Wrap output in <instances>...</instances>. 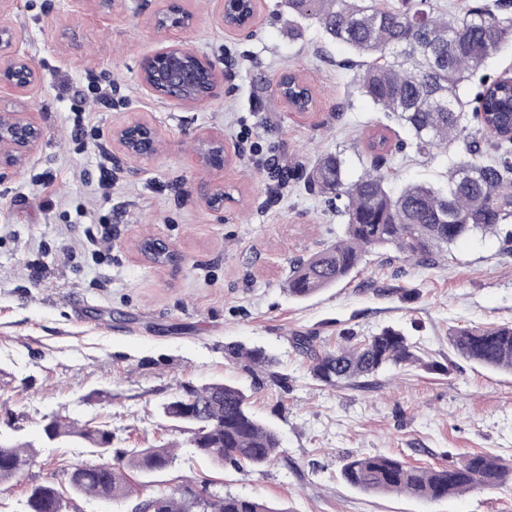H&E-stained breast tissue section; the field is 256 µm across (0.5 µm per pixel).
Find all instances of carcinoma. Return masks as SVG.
<instances>
[{"mask_svg":"<svg viewBox=\"0 0 512 512\" xmlns=\"http://www.w3.org/2000/svg\"><path fill=\"white\" fill-rule=\"evenodd\" d=\"M288 8L300 18L317 19L329 38L348 48L345 66L355 70L357 92L401 122L418 150L462 140L468 154L448 169L444 189L407 183L393 191L379 155L351 182L337 154L302 166L310 191L346 200V228L344 238L293 265L289 295L307 298L336 285L358 270L372 247H394L405 258L430 265L460 238L512 224V82L491 68L512 43V0H469L461 17L435 10L431 0H403L401 8L381 0H288ZM481 140L491 149L487 158ZM314 340L294 337L296 348L310 356L315 379L334 387L368 386L385 366L415 359L407 337L390 326L363 342L350 337L334 350L318 351ZM449 343L480 364L512 371V325L455 330ZM224 350L250 373L273 363L261 347L232 343ZM160 412L188 429L197 454L215 465L261 470L282 459L277 430L253 414L250 396L237 384L214 380L186 387ZM73 438L86 441L103 462L69 465L70 489L112 502L133 493L128 471H159L173 456L166 445L114 455L112 433L101 426L76 428L58 418L42 428L47 441ZM35 458L31 442L0 435V485ZM341 475L368 494L397 492L437 501L475 486H501L512 477V464L480 453L430 468L376 454L346 459ZM197 499L199 512H288L258 498L197 492L189 480L157 492L149 503L155 512H191ZM62 501L60 490L46 481L31 487L25 512H57Z\"/></svg>","mask_w":512,"mask_h":512,"instance_id":"1","label":"carcinoma"}]
</instances>
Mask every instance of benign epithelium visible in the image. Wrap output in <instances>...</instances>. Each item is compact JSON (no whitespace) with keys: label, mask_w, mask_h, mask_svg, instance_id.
<instances>
[{"label":"benign epithelium","mask_w":512,"mask_h":512,"mask_svg":"<svg viewBox=\"0 0 512 512\" xmlns=\"http://www.w3.org/2000/svg\"><path fill=\"white\" fill-rule=\"evenodd\" d=\"M11 0H0V87H4L18 98L12 109L0 110V169H12L22 165L41 139L40 129L31 123L25 113V106L19 98L40 80V73L34 62L18 53L16 32L9 15ZM227 0H222L220 20L231 32L250 29L254 16L240 22H232L226 16ZM177 14L182 16L181 29L195 24V17L180 6L169 4L156 10L152 23L158 33L169 31L165 18ZM140 84L159 101H176L187 107L208 99L222 80L220 72L209 60L198 55L179 42L166 44L141 62ZM124 154L132 159L149 158L158 153L160 142L153 128L147 122L122 125L112 131ZM236 153L224 142V136L208 133L201 139L198 159L208 170L221 171L231 165ZM227 198L224 188H214L205 198V205L213 213L224 212Z\"/></svg>","instance_id":"7a95c632"}]
</instances>
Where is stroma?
<instances>
[{
	"label": "stroma",
	"instance_id": "obj_1",
	"mask_svg": "<svg viewBox=\"0 0 512 512\" xmlns=\"http://www.w3.org/2000/svg\"><path fill=\"white\" fill-rule=\"evenodd\" d=\"M196 23L171 39L224 72L214 96L186 107L149 96L142 58L159 48L151 17L164 0H13L16 46L41 72L25 98L42 138L19 168L0 176V433L33 438L57 416L112 433L121 450L172 445L158 473L133 478L119 503L70 495L67 512H133L182 477L209 491L257 497L281 512H512V483L438 501L368 495L341 476L347 457L392 455L438 467L471 453L512 458V373L487 368L448 344L452 330L512 325V242L466 238L436 265L395 248L366 254L351 277L305 300L287 290L290 267L345 235L335 204L301 177L269 179L341 154L350 178L369 166L364 141L386 134L392 187L447 182L463 142L418 151L395 118L358 95L346 50L287 0H258L249 32L226 31L218 0H178ZM293 72L315 104L294 112L275 91ZM148 122L162 144L127 157L113 127ZM223 134L237 162L197 163L200 138ZM223 213L204 205L215 185ZM159 238L180 260L158 265L139 242ZM403 331L418 360L390 364L372 389L313 379L294 345L312 336L335 349ZM263 347L274 363L259 378L229 361L225 345ZM221 379L250 396L251 410L281 435L285 459L261 471L204 463L182 425L159 407L181 384ZM35 465L0 487V512H23L34 485L67 488L69 465L97 464L76 441L37 446Z\"/></svg>",
	"mask_w": 512,
	"mask_h": 512
}]
</instances>
